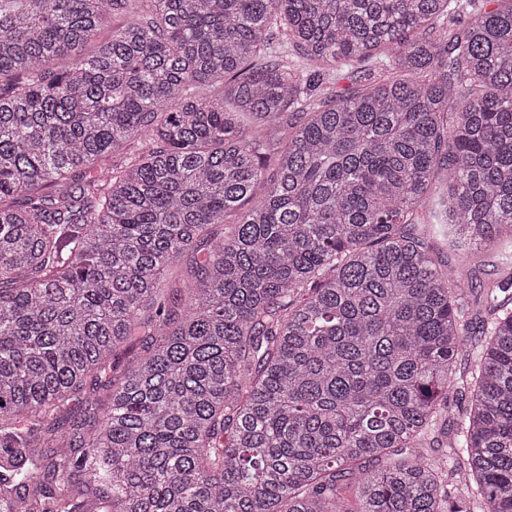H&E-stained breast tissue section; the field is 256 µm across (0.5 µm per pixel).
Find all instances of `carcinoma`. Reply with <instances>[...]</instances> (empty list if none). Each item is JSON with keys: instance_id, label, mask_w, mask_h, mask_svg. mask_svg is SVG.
Returning a JSON list of instances; mask_svg holds the SVG:
<instances>
[{"instance_id": "carcinoma-1", "label": "carcinoma", "mask_w": 512, "mask_h": 512, "mask_svg": "<svg viewBox=\"0 0 512 512\" xmlns=\"http://www.w3.org/2000/svg\"><path fill=\"white\" fill-rule=\"evenodd\" d=\"M497 1L0 0V512H512Z\"/></svg>"}]
</instances>
